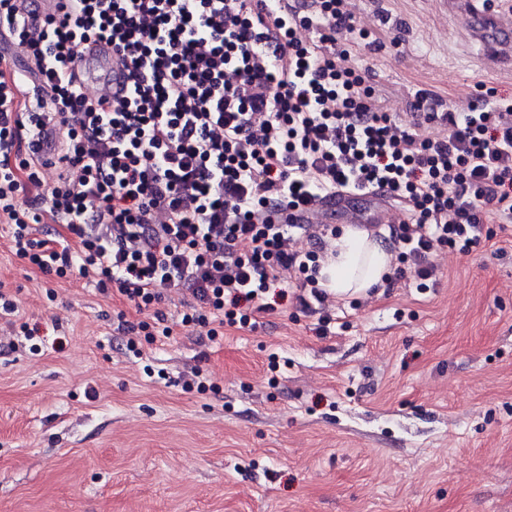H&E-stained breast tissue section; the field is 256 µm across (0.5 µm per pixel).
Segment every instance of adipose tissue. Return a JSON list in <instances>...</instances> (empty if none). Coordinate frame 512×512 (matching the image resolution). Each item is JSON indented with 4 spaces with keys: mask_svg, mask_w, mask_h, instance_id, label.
I'll return each mask as SVG.
<instances>
[{
    "mask_svg": "<svg viewBox=\"0 0 512 512\" xmlns=\"http://www.w3.org/2000/svg\"><path fill=\"white\" fill-rule=\"evenodd\" d=\"M334 245L338 255L323 262L319 276L328 293L339 298L355 297L383 285L392 259L387 242L346 227Z\"/></svg>",
    "mask_w": 512,
    "mask_h": 512,
    "instance_id": "obj_1",
    "label": "adipose tissue"
}]
</instances>
